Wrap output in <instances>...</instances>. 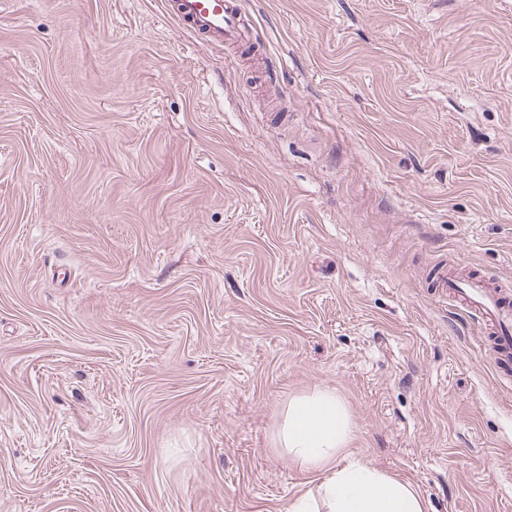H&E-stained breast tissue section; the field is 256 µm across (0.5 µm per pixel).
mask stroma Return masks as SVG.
I'll list each match as a JSON object with an SVG mask.
<instances>
[{"label": "stroma", "mask_w": 512, "mask_h": 512, "mask_svg": "<svg viewBox=\"0 0 512 512\" xmlns=\"http://www.w3.org/2000/svg\"><path fill=\"white\" fill-rule=\"evenodd\" d=\"M0 0V512H289L288 403L426 512H512V0ZM170 12L195 33L223 43L249 41L241 8L231 0H168ZM461 280L454 267H442L439 288L456 307L476 318L501 362L512 359V300L504 291L489 284L479 274H468ZM462 278V279H463Z\"/></svg>", "instance_id": "stroma-1"}]
</instances>
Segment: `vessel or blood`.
Returning a JSON list of instances; mask_svg holds the SVG:
<instances>
[{"mask_svg": "<svg viewBox=\"0 0 512 512\" xmlns=\"http://www.w3.org/2000/svg\"><path fill=\"white\" fill-rule=\"evenodd\" d=\"M170 12L192 31L217 42L248 41L237 0H167ZM439 286L458 309L476 318L501 362L512 361V299L477 274L462 278L441 269Z\"/></svg>", "mask_w": 512, "mask_h": 512, "instance_id": "b4317fda", "label": "vessel or blood"}]
</instances>
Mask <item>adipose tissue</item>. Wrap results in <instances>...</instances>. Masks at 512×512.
Wrapping results in <instances>:
<instances>
[{
  "instance_id": "adipose-tissue-1",
  "label": "adipose tissue",
  "mask_w": 512,
  "mask_h": 512,
  "mask_svg": "<svg viewBox=\"0 0 512 512\" xmlns=\"http://www.w3.org/2000/svg\"><path fill=\"white\" fill-rule=\"evenodd\" d=\"M281 441L304 471H325L316 493L302 495L290 512H425L412 483L375 467L336 457L351 438L349 416L335 393L318 390L288 405Z\"/></svg>"
}]
</instances>
